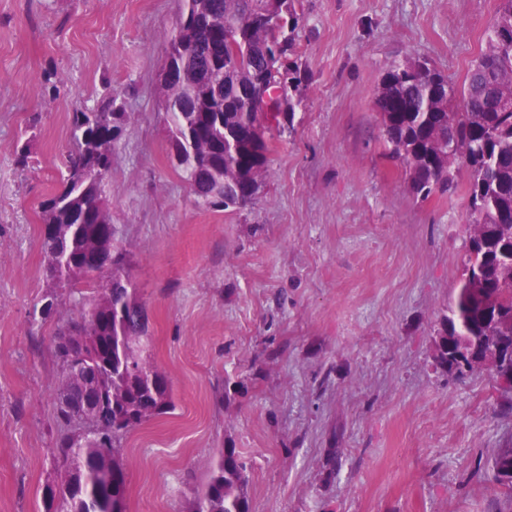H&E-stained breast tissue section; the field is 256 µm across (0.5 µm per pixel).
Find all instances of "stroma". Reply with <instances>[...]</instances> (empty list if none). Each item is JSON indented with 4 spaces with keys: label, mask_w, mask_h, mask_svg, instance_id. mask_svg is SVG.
Segmentation results:
<instances>
[{
    "label": "stroma",
    "mask_w": 512,
    "mask_h": 512,
    "mask_svg": "<svg viewBox=\"0 0 512 512\" xmlns=\"http://www.w3.org/2000/svg\"><path fill=\"white\" fill-rule=\"evenodd\" d=\"M499 5L294 0L304 102L254 203L219 211L174 167L159 105L181 0H0V512H43L52 479L51 339L74 309L61 294L32 339L47 289L41 204L72 147L69 112L107 85L128 114L105 184L115 242L177 397L121 442L127 512H187L225 447L251 466L252 512H512L488 461L512 437L500 387L486 374L450 381L431 357L462 274L468 200L414 197L374 107L385 67L408 55L462 84ZM271 343L281 356L256 363ZM246 374L225 400V378Z\"/></svg>",
    "instance_id": "stroma-1"
}]
</instances>
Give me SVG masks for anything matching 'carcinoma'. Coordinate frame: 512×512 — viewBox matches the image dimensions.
Instances as JSON below:
<instances>
[{"mask_svg": "<svg viewBox=\"0 0 512 512\" xmlns=\"http://www.w3.org/2000/svg\"><path fill=\"white\" fill-rule=\"evenodd\" d=\"M290 0H183V50L173 56L181 78L159 89L169 119L175 163L197 201L209 208L252 203L269 175L274 137L291 127L302 103L301 69L291 56L303 16ZM233 21L238 54L214 51L215 22ZM420 59L392 62L378 86L375 106L388 154L405 168L412 192L468 197L466 261L448 314L432 337L437 368L455 380L476 374L469 354H485L493 337L512 336V0H502L461 87L439 72L418 71ZM288 67L291 79L276 74ZM127 113L110 93L89 109L69 114L74 144L64 162L61 187L41 205L44 272L42 299L49 309L29 318L31 335L56 315L58 290L86 308L83 322L69 321L53 337L65 374L68 357L82 355L78 378L61 381L57 420L68 428L51 457L53 480L43 490L44 512H126L129 476L121 440L176 407L173 386L148 348V319L137 289L125 274L126 258L102 239L110 223L104 196L112 148ZM99 257L101 283L86 288L85 268ZM97 398L92 428L74 423L62 399ZM495 482L512 487V438L492 449ZM250 468L237 448L217 450L190 512H252Z\"/></svg>", "mask_w": 512, "mask_h": 512, "instance_id": "1", "label": "carcinoma"}]
</instances>
